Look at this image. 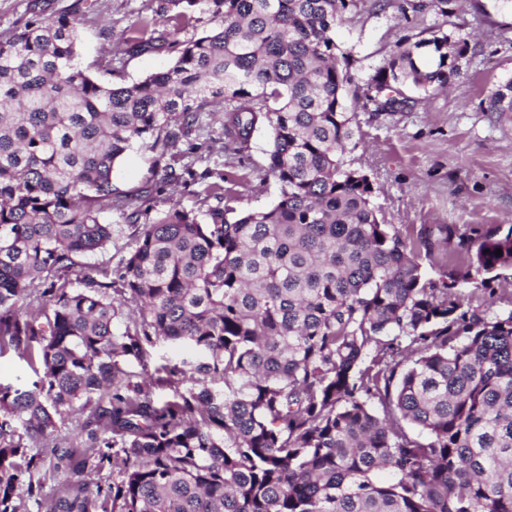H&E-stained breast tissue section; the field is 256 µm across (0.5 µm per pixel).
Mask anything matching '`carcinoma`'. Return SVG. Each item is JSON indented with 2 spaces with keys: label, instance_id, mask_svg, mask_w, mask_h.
Returning a JSON list of instances; mask_svg holds the SVG:
<instances>
[{
  "label": "carcinoma",
  "instance_id": "obj_1",
  "mask_svg": "<svg viewBox=\"0 0 512 512\" xmlns=\"http://www.w3.org/2000/svg\"><path fill=\"white\" fill-rule=\"evenodd\" d=\"M201 1L220 24L180 38ZM186 3L166 19L174 64L132 84L81 66L74 11L0 39V353L39 365L28 390L0 384V512H19L27 476L44 512H512V312L453 294L473 283L494 303L512 225L468 243L455 224H422L409 242L348 159L345 97L364 112L414 107L408 90L457 72L448 35L405 38L358 85L335 39L358 0ZM459 3L400 10L447 18ZM153 24L121 52L152 47ZM217 106L238 152L268 127L272 206L237 211L222 174L203 175L204 210L161 212L151 189L113 183L136 142L176 178L175 156L162 159ZM488 111L512 112V79ZM114 210L138 235L100 280L82 258L112 248ZM419 246L468 259L428 278ZM166 346L192 356L133 381L127 362L146 368ZM152 385L173 395L160 403ZM77 414L72 472L114 458L123 471L42 498L32 448ZM382 470L391 482L374 480Z\"/></svg>",
  "mask_w": 512,
  "mask_h": 512
}]
</instances>
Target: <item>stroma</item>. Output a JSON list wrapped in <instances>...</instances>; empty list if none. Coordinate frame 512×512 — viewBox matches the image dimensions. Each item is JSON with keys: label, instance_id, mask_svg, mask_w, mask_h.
Instances as JSON below:
<instances>
[{"label": "stroma", "instance_id": "stroma-1", "mask_svg": "<svg viewBox=\"0 0 512 512\" xmlns=\"http://www.w3.org/2000/svg\"><path fill=\"white\" fill-rule=\"evenodd\" d=\"M169 14L183 9L182 0H0V37L33 16L50 19L63 9H79L78 51L83 65L100 82H137L167 70L173 61L162 40L135 56L119 55L124 31L152 14L158 6ZM446 32L457 53V75L451 85L418 95L413 108L397 112H357L351 156L368 175L387 223L401 233L419 224H456L468 236L496 225L512 224V114L487 109L488 97L512 78V10L500 0H464L456 14L400 17L396 8L378 11L374 0H360L337 29V41L355 63L357 83H364L387 61L398 41L420 32ZM270 132L257 127L248 150L236 153L224 140L220 114L206 112L201 127L175 151L179 182L167 184L153 166V152L134 144L113 172L124 191L156 187L154 204L165 211L173 205H200L203 172L240 177L237 206L259 210L278 197L274 181H261L267 163ZM106 220L118 228L111 250L85 257L86 265L111 272L121 255L134 245V229L118 213ZM83 423L73 416L39 447L41 462L33 474L43 497L61 492L72 473L60 455L75 440Z\"/></svg>", "mask_w": 512, "mask_h": 512}]
</instances>
